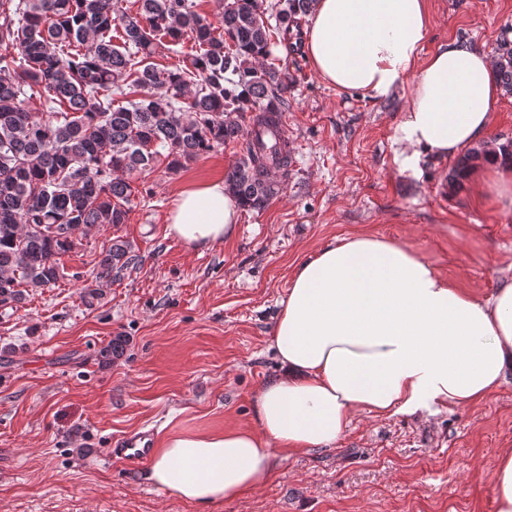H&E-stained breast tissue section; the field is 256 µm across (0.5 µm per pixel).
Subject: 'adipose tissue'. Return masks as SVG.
I'll return each mask as SVG.
<instances>
[{"instance_id":"obj_1","label":"adipose tissue","mask_w":512,"mask_h":512,"mask_svg":"<svg viewBox=\"0 0 512 512\" xmlns=\"http://www.w3.org/2000/svg\"><path fill=\"white\" fill-rule=\"evenodd\" d=\"M430 0H314L307 51L329 86L375 100L409 86L394 130L400 171L473 144L487 159L476 198L512 206V169L489 136L493 62L452 39L431 54ZM242 208L215 181L180 189L168 230L187 248L234 238ZM280 373L258 393L256 424L185 431L154 449L148 481L208 512L265 487L276 453L333 446L353 413H413L483 400L512 374V281L487 298L458 288L402 242L372 233L325 245L292 274L273 329Z\"/></svg>"}]
</instances>
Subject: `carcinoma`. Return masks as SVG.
I'll return each mask as SVG.
<instances>
[{
    "label": "carcinoma",
    "instance_id": "carcinoma-1",
    "mask_svg": "<svg viewBox=\"0 0 512 512\" xmlns=\"http://www.w3.org/2000/svg\"><path fill=\"white\" fill-rule=\"evenodd\" d=\"M0 0V305L24 288L63 276L61 258L90 230L124 224L137 187L132 176L165 165L177 171L215 147L242 138L235 115L276 125L288 73L264 64L269 26L288 34L313 0H224L221 30L194 0ZM123 28L122 45L112 25ZM197 46L183 64L154 62L161 39ZM493 75L512 95V39L497 41ZM39 97L64 112L39 116L24 102ZM482 152L463 155L450 175L461 185ZM264 157L246 153L224 184L247 210L278 194ZM135 264L122 240L102 246L101 278Z\"/></svg>",
    "mask_w": 512,
    "mask_h": 512
}]
</instances>
